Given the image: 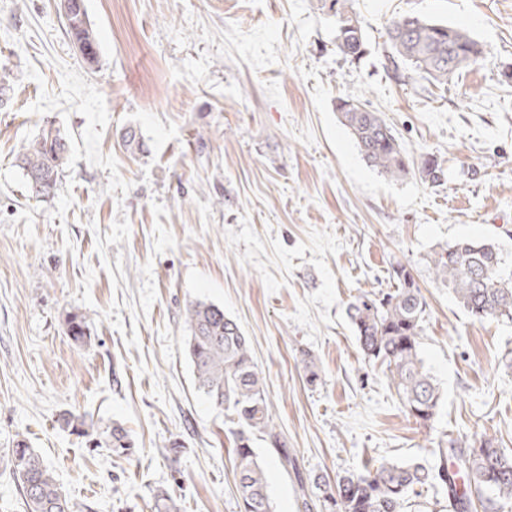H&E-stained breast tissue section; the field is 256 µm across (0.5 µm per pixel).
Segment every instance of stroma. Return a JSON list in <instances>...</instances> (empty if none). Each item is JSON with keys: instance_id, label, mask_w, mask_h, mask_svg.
<instances>
[{"instance_id": "stroma-1", "label": "stroma", "mask_w": 512, "mask_h": 512, "mask_svg": "<svg viewBox=\"0 0 512 512\" xmlns=\"http://www.w3.org/2000/svg\"><path fill=\"white\" fill-rule=\"evenodd\" d=\"M324 0H85L87 63L60 0H0V512H27L9 464L41 455L74 512H239L230 423L199 391L186 312L223 306L248 337L272 421L296 461L256 440L274 512L298 480L381 461L434 466L451 440L512 452V321L471 318L428 257L460 239L512 256V0H355L367 40L336 51ZM413 14L466 29L483 56L446 85L392 72L385 27ZM382 113L413 175L381 176L336 111ZM134 127L142 148L127 151ZM55 128L71 149L54 197L29 199L16 156ZM436 157L442 184L419 169ZM411 268L428 303L420 355L442 392L408 420L347 317ZM83 313L84 344L69 313ZM319 375L306 379L305 361ZM70 410L120 424L113 456L61 429Z\"/></svg>"}]
</instances>
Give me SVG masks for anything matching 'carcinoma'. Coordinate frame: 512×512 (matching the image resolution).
I'll return each instance as SVG.
<instances>
[{"mask_svg":"<svg viewBox=\"0 0 512 512\" xmlns=\"http://www.w3.org/2000/svg\"><path fill=\"white\" fill-rule=\"evenodd\" d=\"M335 9L336 51L359 60L366 52V35L353 9L352 0H332ZM65 17L69 31L89 62L97 59V40L89 21L85 0H67ZM391 45L388 57L393 71L408 64L433 81L446 85L468 69L484 53L467 30L419 16L392 20L386 30ZM343 102L356 111L344 112L336 105L340 122L349 130L365 162L389 179L411 174L406 154L392 128L382 118L349 96ZM70 142L58 130H44L23 147L18 156L28 193L36 198L51 194L68 159ZM422 177L432 184L442 180V164L427 158ZM430 262L457 303L473 318L512 321V274L505 272L500 249L489 241L458 240L433 251ZM393 288L387 292L361 293L347 307L358 347L365 358L386 366L388 385L396 391L406 414L427 425L441 401L439 384L420 356L422 323L427 303L407 265L393 266ZM189 336L185 350L192 362L198 388L209 402L229 413L234 439L235 475L240 512H273L264 470L253 447L255 437H265L280 449L283 467L290 460L285 441L275 431L269 415L264 378L254 363L248 338L238 323L224 314V307L197 302L187 311ZM68 334L76 343L87 338L86 317L71 313ZM60 426L72 433L89 435L94 424L86 416L65 412ZM112 453L126 456L131 450L127 431L114 425L109 431ZM474 490L460 489L457 472L448 470L445 449L440 463L429 469L419 463L380 462L363 472H347L336 478V489L326 488L321 507L325 512H400L411 495L429 486H439L451 495L457 512L477 507L494 512L497 502L512 501V453L499 448L486 436L451 445ZM10 466L17 476L27 512H73L57 480L35 451L23 441L12 449ZM490 489L495 497H483Z\"/></svg>","mask_w":512,"mask_h":512,"instance_id":"cac0c4a2","label":"carcinoma"}]
</instances>
